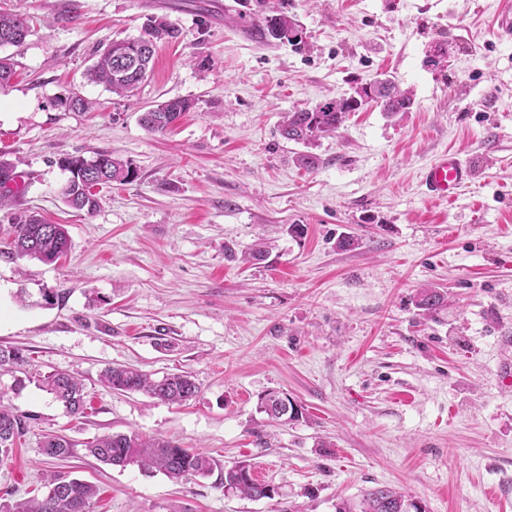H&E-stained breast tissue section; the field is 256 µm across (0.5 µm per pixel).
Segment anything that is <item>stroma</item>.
Instances as JSON below:
<instances>
[{"label":"stroma","instance_id":"stroma-1","mask_svg":"<svg viewBox=\"0 0 512 512\" xmlns=\"http://www.w3.org/2000/svg\"><path fill=\"white\" fill-rule=\"evenodd\" d=\"M222 2L0 0L30 25L0 48L14 63L0 160L24 179L0 238L35 213L72 243L52 264L0 254V347L28 357L0 374V398L26 416L0 498L43 493L57 471L98 487L94 512H336L380 486L427 512H512V387L498 381L499 339L512 337V39L497 35L500 0H267L296 16L301 49L237 23L256 0ZM152 16L181 37L158 44L134 103L88 82L103 48ZM441 42L446 56L428 65ZM380 73L412 92V110L364 106L313 146L315 171L298 168L284 113ZM74 94L91 109H68ZM175 97L193 108L167 133L140 125ZM446 151L480 168L450 205L420 186ZM101 152L137 178L101 188L94 213L72 210L59 161ZM342 235L356 246L338 249ZM259 240V263L224 255ZM425 284L448 293L439 320L417 314ZM112 365L186 372L200 393L179 405L117 392L100 381ZM57 373L83 381L84 415L43 386ZM270 391L299 418L258 412ZM130 431L206 454L213 470L177 483L87 451ZM49 434L73 443L72 458L45 460ZM239 463L273 497L225 491ZM277 401L281 403L283 409H286V405H288V413L285 415L288 416V420H294L298 418L299 411L297 407H295V405L290 401V399H288L287 396H283L280 393L270 392L259 398L257 409L259 412L265 413L272 420L281 421L283 419L288 421L271 410V403L274 404L277 403Z\"/></svg>","mask_w":512,"mask_h":512}]
</instances>
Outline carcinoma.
Here are the masks:
<instances>
[{
  "mask_svg": "<svg viewBox=\"0 0 512 512\" xmlns=\"http://www.w3.org/2000/svg\"><path fill=\"white\" fill-rule=\"evenodd\" d=\"M240 23L263 40H286L292 46L303 43L295 20L283 13L269 12L265 0H257V10L238 15ZM29 33L25 17L0 11V47L18 46ZM180 30L164 17L148 19L143 33L133 39L114 40L88 71L91 82L102 84L121 98H128L145 80L151 69L157 44L179 38ZM368 102L377 103L383 112L395 116L407 112L413 104L411 92L402 90L388 77H376L347 98H336L312 108L287 112L278 127L279 135L298 144L309 145L322 137L335 134L349 113ZM193 102L186 98H172L141 113L140 124L150 132L163 133L182 115L190 111ZM97 163L86 167L87 158L81 155L64 157L60 166L67 169L70 179L61 188L64 202L77 210L92 212L99 206L97 189L112 182L130 184L136 179V170L126 161L108 153H98ZM10 163L0 160V207L7 204L16 188L3 189L1 185L14 180ZM71 247L68 231L63 224H47L37 214H29L12 225L9 253L54 262L67 254ZM448 305L447 293L431 285L419 288L415 306L419 315L436 319ZM27 362L23 349L0 347V370L14 368ZM108 388L122 392H142L154 399L171 403H185L195 399L200 387L187 374L170 373L153 379L146 373L125 366H110L101 375ZM47 390L62 402L67 412L84 414L86 400L84 386L69 374H53L45 378ZM279 402L288 407V419L298 418L297 407L279 393L270 392L259 398L257 409L275 421L282 417L271 410ZM25 416L0 403V466L8 464L17 439L23 434ZM72 443L64 436L48 434L41 443V453L48 458L63 459L71 455ZM88 452L98 460L113 466L136 464L143 470L156 469L177 481H188L207 476L213 470L210 458L193 453L164 437H146L135 431L102 436L88 445ZM47 492L40 497L0 502V512H91L98 495L92 484L80 479H67L52 474L46 483ZM224 488L250 499L270 497V486L259 482L249 466L234 465L224 470ZM336 512H418L415 499L391 487H374L364 492L359 507L342 501Z\"/></svg>",
  "mask_w": 512,
  "mask_h": 512,
  "instance_id": "obj_1",
  "label": "carcinoma"
}]
</instances>
